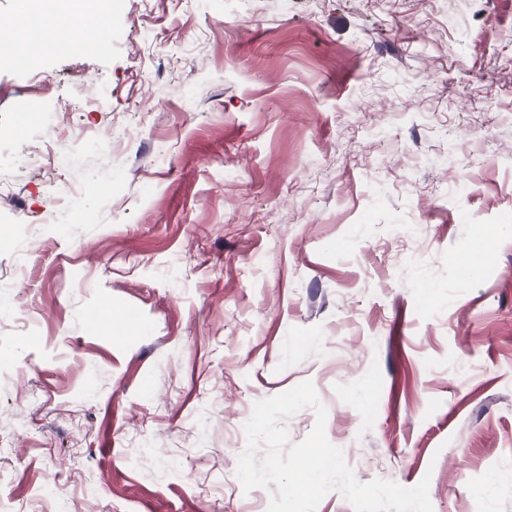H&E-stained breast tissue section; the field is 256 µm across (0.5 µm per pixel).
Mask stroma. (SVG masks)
I'll return each instance as SVG.
<instances>
[{
	"mask_svg": "<svg viewBox=\"0 0 512 512\" xmlns=\"http://www.w3.org/2000/svg\"><path fill=\"white\" fill-rule=\"evenodd\" d=\"M109 16L105 51L0 63V280L25 313L0 316V503L267 512L244 425L309 380L359 482L512 512V0ZM53 181L75 224L39 223Z\"/></svg>",
	"mask_w": 512,
	"mask_h": 512,
	"instance_id": "1",
	"label": "stroma"
}]
</instances>
